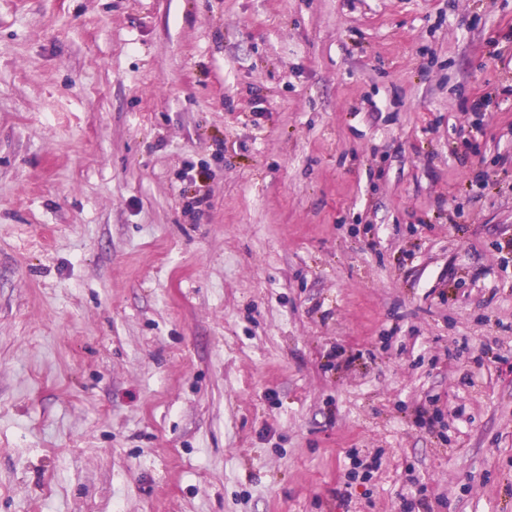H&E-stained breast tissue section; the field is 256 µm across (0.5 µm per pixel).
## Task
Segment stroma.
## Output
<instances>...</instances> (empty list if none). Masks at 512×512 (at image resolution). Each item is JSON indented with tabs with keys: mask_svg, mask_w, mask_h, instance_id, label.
Instances as JSON below:
<instances>
[{
	"mask_svg": "<svg viewBox=\"0 0 512 512\" xmlns=\"http://www.w3.org/2000/svg\"><path fill=\"white\" fill-rule=\"evenodd\" d=\"M0 512H512V0H0Z\"/></svg>",
	"mask_w": 512,
	"mask_h": 512,
	"instance_id": "1",
	"label": "stroma"
}]
</instances>
